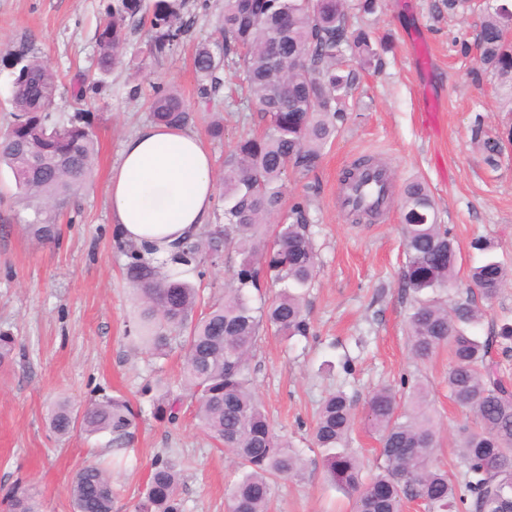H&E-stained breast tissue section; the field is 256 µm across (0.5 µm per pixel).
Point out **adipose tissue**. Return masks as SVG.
<instances>
[{"instance_id":"obj_1","label":"adipose tissue","mask_w":512,"mask_h":512,"mask_svg":"<svg viewBox=\"0 0 512 512\" xmlns=\"http://www.w3.org/2000/svg\"><path fill=\"white\" fill-rule=\"evenodd\" d=\"M213 161L203 139L185 128L143 126L123 144L109 177L115 234L170 256L209 223Z\"/></svg>"}]
</instances>
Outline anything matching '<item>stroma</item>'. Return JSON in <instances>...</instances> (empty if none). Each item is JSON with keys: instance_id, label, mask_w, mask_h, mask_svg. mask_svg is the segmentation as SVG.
<instances>
[{"instance_id": "stroma-1", "label": "stroma", "mask_w": 512, "mask_h": 512, "mask_svg": "<svg viewBox=\"0 0 512 512\" xmlns=\"http://www.w3.org/2000/svg\"><path fill=\"white\" fill-rule=\"evenodd\" d=\"M108 0H0V133L13 120L16 56L33 48L57 77L53 119L86 123L99 142L93 182L59 209L60 235L39 244L25 226L34 212L17 194L7 166H0V332L16 338L10 366L0 370V512L14 485L36 487L43 512H72L69 485L96 452L110 447L109 434L61 438L47 414L61 398L78 408L122 396L142 414L125 465L113 472L119 495L114 512H135L147 475L158 456L183 469V512H225V495L241 471L227 452L198 427L192 408L177 422L153 415L160 387L183 393L179 351L155 356L138 349L130 330L134 305L123 274L127 257L112 234L108 179L124 140L149 122L145 96L132 88L150 81L178 91L206 134L215 120L224 138L208 139L215 168L234 143L259 133L258 112L237 97L201 102L194 69L198 45L220 40L224 0H184L186 32L171 55L150 62L139 74L140 49L152 31L141 24L128 34L124 66L107 73L96 66L95 39ZM488 0H378L375 14L360 23L393 48L376 67L357 73L332 143L318 170L290 176L285 205L309 200L319 272L306 296L311 333L284 341L262 333L251 364L255 391L276 432L300 453L301 477L280 481L270 512H352L353 499L328 478L324 451L311 437L314 415L330 392L343 390L356 407L383 384H423L441 422L434 465L454 470L455 428L467 414L448 393L447 349L430 360H414L406 320L411 299L400 287L405 264L400 199L384 223L355 217L336 198L350 163L373 158L391 174L394 191L413 178L427 184L459 248L460 275L444 299L464 296L466 272L481 261L471 246L484 237L495 257L512 268V145L488 166L471 130L483 124L499 132L512 126V107L500 98L496 80L477 61L476 39ZM425 43L428 67L414 49ZM94 83L86 99L71 86L80 75ZM435 103V123L422 109Z\"/></svg>"}]
</instances>
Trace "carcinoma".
<instances>
[{"label":"carcinoma","mask_w":512,"mask_h":512,"mask_svg":"<svg viewBox=\"0 0 512 512\" xmlns=\"http://www.w3.org/2000/svg\"><path fill=\"white\" fill-rule=\"evenodd\" d=\"M149 17L153 35L142 60L168 56L185 33L180 5L173 0H113L96 35L98 67L106 72L121 63L126 33ZM512 24L508 0L487 11L477 41L480 67L497 80L500 94L512 104V42L504 29ZM224 42L218 49L198 46L194 66L201 94L222 84L226 70L239 80L246 100L258 106L263 131L240 138L224 157V225H217L168 257L173 266L197 268L218 264L231 247L238 256L224 298L206 302L197 288L174 273H164L148 252L126 246L125 279L136 294L134 333L144 349L165 356L183 351L182 377L200 427L237 460L241 480L230 489L226 512H270L273 484L303 470L299 453L273 429L252 383L251 360L263 330L287 340L306 337L310 322L306 292L316 276L307 204L283 209V185L290 174L315 172L323 150L343 119L341 102L355 86L354 72L336 70L345 49L354 50L369 68L389 51L350 20L348 0H224ZM21 67L13 82L15 120L0 137V164L12 172L21 195L32 204L35 219L27 225L33 238L50 243L59 226L42 219L61 208L93 178L97 141L89 127L71 121L49 126V109L57 91L56 75L35 55H18ZM152 121L185 128L191 113L174 90L155 93ZM474 140L488 162L498 156L499 138L478 125ZM402 237L406 262L401 288L412 299L407 318L411 356L430 359L440 348L451 351L448 390L453 402L475 418L476 428L456 429L458 476L433 468L438 429L427 389L417 383L404 397L392 386L373 390L364 404L365 421L382 445V463L369 481L363 463L345 452L356 413L342 391L322 403L312 431L327 452L332 480L354 495V512H401L417 501L427 512H512V388L501 375L502 359L512 356V322L484 336L471 328L483 313L474 295L448 305L438 292L458 275V253L448 228L438 223L434 198L419 180L405 184ZM469 284L491 300L512 281V269L488 257L469 269ZM279 286L268 303H252V294L268 284ZM154 415L173 421L180 399L165 392ZM138 409L116 397L94 402L82 411L67 401L51 409L53 433L65 437L78 430L107 433L119 452L134 439ZM181 468L168 458L151 466L136 512H182L178 498ZM73 512H113L116 492L112 470L102 461L83 466L69 486ZM11 512H40L36 496L17 486Z\"/></svg>","instance_id":"carcinoma-1"}]
</instances>
